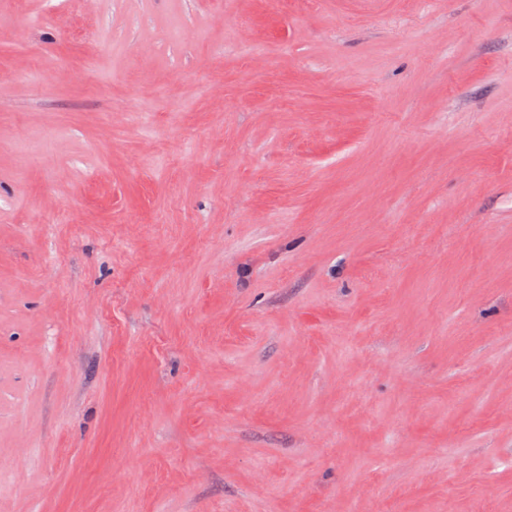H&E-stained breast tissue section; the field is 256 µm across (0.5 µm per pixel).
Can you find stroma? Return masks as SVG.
Segmentation results:
<instances>
[{
  "label": "stroma",
  "mask_w": 512,
  "mask_h": 512,
  "mask_svg": "<svg viewBox=\"0 0 512 512\" xmlns=\"http://www.w3.org/2000/svg\"><path fill=\"white\" fill-rule=\"evenodd\" d=\"M512 512V0H0V512Z\"/></svg>",
  "instance_id": "obj_1"
}]
</instances>
